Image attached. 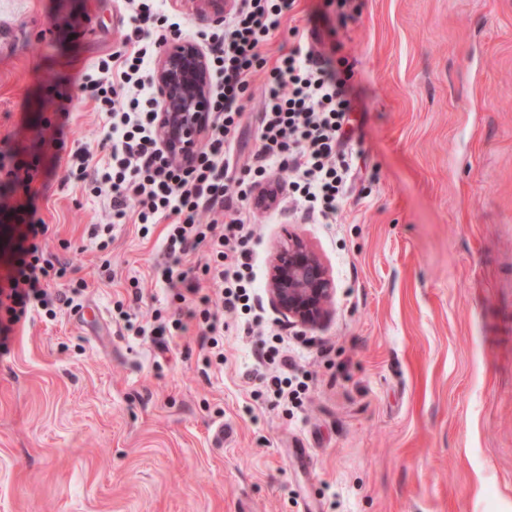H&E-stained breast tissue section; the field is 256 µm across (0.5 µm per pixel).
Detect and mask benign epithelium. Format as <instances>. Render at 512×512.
Returning a JSON list of instances; mask_svg holds the SVG:
<instances>
[{"mask_svg":"<svg viewBox=\"0 0 512 512\" xmlns=\"http://www.w3.org/2000/svg\"><path fill=\"white\" fill-rule=\"evenodd\" d=\"M193 15L224 21L233 0H176ZM159 128L169 150L183 156L200 142L208 125L210 67L204 50L188 37L174 38L154 64ZM267 294L272 306L302 330L330 315L335 286L321 257L297 234L288 233L270 264Z\"/></svg>","mask_w":512,"mask_h":512,"instance_id":"7a95c632","label":"benign epithelium"}]
</instances>
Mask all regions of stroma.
Listing matches in <instances>:
<instances>
[{
  "mask_svg": "<svg viewBox=\"0 0 512 512\" xmlns=\"http://www.w3.org/2000/svg\"><path fill=\"white\" fill-rule=\"evenodd\" d=\"M359 3L337 39L361 179L332 224L253 209L259 280L294 232L335 283L315 330L263 306L307 373L301 404L258 398L236 330L212 367L196 324L163 350L129 336L116 302L149 322L178 308L150 278L162 242L123 224L101 255L102 201L56 169L48 247L88 288L0 356V512H512V0ZM324 14L336 0H299L269 55ZM123 28L116 0H0V151L29 148L56 91L69 146L97 149L74 77Z\"/></svg>",
  "mask_w": 512,
  "mask_h": 512,
  "instance_id": "obj_1",
  "label": "stroma"
}]
</instances>
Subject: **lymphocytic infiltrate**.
Segmentation results:
<instances>
[{
  "mask_svg": "<svg viewBox=\"0 0 512 512\" xmlns=\"http://www.w3.org/2000/svg\"><path fill=\"white\" fill-rule=\"evenodd\" d=\"M125 2L131 16L120 44L76 77L78 90L105 118L104 158H94L84 147L67 149L72 98L65 94L54 99V119L37 133L38 149L50 162L65 161V182L107 201L109 223L91 229L99 250H108L114 225H138L144 236L156 225L164 227V260L155 274L179 301L178 316L154 326L120 306L116 312L126 329L150 338L185 332L187 320H194L201 348L220 363L225 314L240 315L239 326L250 335L264 323L255 310L259 283L245 208L253 187L282 173L279 191L285 201L318 224L335 223L343 206L355 170L348 149L353 74L334 68L338 46L316 29L276 59L265 54L296 0H235L223 23L192 33L182 19L168 16L166 0ZM186 33L208 57L211 122L204 144L182 159L162 143L152 70L167 40ZM258 75L263 85L257 91ZM254 99L260 105L256 147L243 161L237 154L239 132L246 104ZM1 171L21 214L8 259L0 265V355H5L29 313L40 309L53 319L60 308L80 309L88 285L79 279L65 290H51V281L66 277L69 267L46 250L49 226L39 213L42 192L32 185L38 167L0 156ZM202 246L212 256L203 269L213 288L209 295L201 293L187 265L188 256ZM254 355L259 363L281 365L270 378L276 402L297 400L305 385L298 382L297 363L287 350L265 342Z\"/></svg>",
  "mask_w": 512,
  "mask_h": 512,
  "instance_id": "lymphocytic-infiltrate-1",
  "label": "lymphocytic infiltrate"
}]
</instances>
